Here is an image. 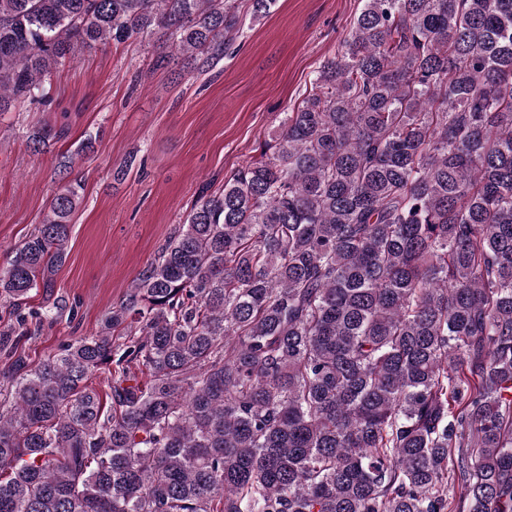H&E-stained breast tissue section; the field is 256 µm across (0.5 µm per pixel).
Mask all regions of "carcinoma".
<instances>
[{
    "instance_id": "cac0c4a2",
    "label": "carcinoma",
    "mask_w": 512,
    "mask_h": 512,
    "mask_svg": "<svg viewBox=\"0 0 512 512\" xmlns=\"http://www.w3.org/2000/svg\"><path fill=\"white\" fill-rule=\"evenodd\" d=\"M276 2L0 0V115L95 43L213 68ZM362 2L96 335L0 329V512H512V0ZM79 189L0 267L50 323Z\"/></svg>"
}]
</instances>
